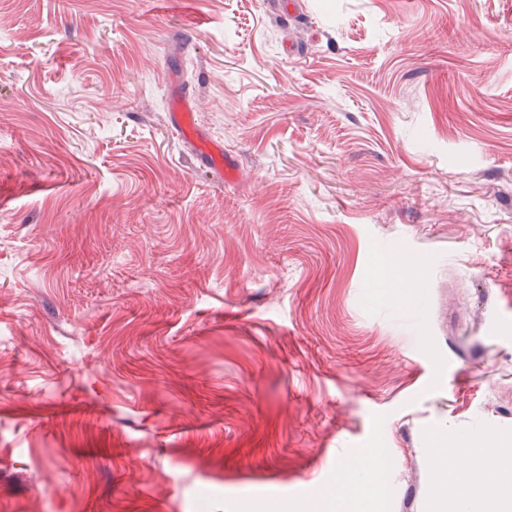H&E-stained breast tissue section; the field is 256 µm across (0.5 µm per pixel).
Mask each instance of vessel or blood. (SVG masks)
Segmentation results:
<instances>
[{
  "mask_svg": "<svg viewBox=\"0 0 512 512\" xmlns=\"http://www.w3.org/2000/svg\"><path fill=\"white\" fill-rule=\"evenodd\" d=\"M196 102L183 84L172 82L168 93L167 112L173 129L195 151L201 166L217 179L229 181L238 172V162L225 150L222 141L204 135L194 122Z\"/></svg>",
  "mask_w": 512,
  "mask_h": 512,
  "instance_id": "obj_1",
  "label": "vessel or blood"
}]
</instances>
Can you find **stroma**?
<instances>
[{
  "mask_svg": "<svg viewBox=\"0 0 512 512\" xmlns=\"http://www.w3.org/2000/svg\"><path fill=\"white\" fill-rule=\"evenodd\" d=\"M295 2L0 0V512H341L347 457L430 512L434 435L512 455V0ZM195 99L183 84L173 80L168 93L167 112L173 129L195 151L201 166L220 181L229 182L238 172L237 159L224 150L220 140L204 135L194 122Z\"/></svg>",
  "mask_w": 512,
  "mask_h": 512,
  "instance_id": "stroma-1",
  "label": "stroma"
}]
</instances>
